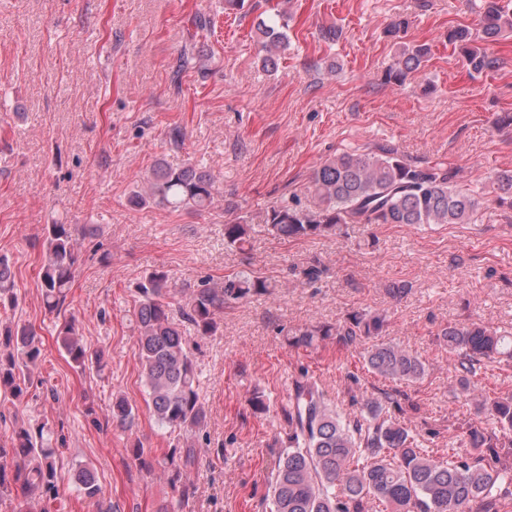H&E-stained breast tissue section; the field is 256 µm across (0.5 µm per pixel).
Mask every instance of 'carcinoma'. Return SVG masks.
Listing matches in <instances>:
<instances>
[{"instance_id": "1", "label": "carcinoma", "mask_w": 512, "mask_h": 512, "mask_svg": "<svg viewBox=\"0 0 512 512\" xmlns=\"http://www.w3.org/2000/svg\"><path fill=\"white\" fill-rule=\"evenodd\" d=\"M287 14L284 9L277 14L279 21L258 23L261 63L266 69L277 67L279 53L287 45ZM506 31H512V10L500 0H486L482 35L494 38ZM448 42L460 50L470 72L495 68L496 59L478 45V36L469 28L449 30ZM429 55L430 48L423 45L400 46L388 78L404 82L421 71ZM455 178V170L413 162L388 144L362 152L342 151L314 169L308 186L312 205L302 207L297 199L274 205L266 211L265 224L284 240L338 235L347 224H467L477 201L456 186ZM493 189L500 200L512 204V170L495 173ZM214 191L211 175L194 164L172 167L161 161L129 203L200 212L212 205ZM77 230L76 224L45 227L38 278L45 308L58 315L74 282ZM250 232L251 224L238 216L224 225V241L241 248ZM274 294L275 285L254 272L227 275L220 288L201 284L180 299L164 270L156 269L137 282L136 355L159 425L187 431L205 418L182 324L191 325L199 336H212L219 330L218 309ZM16 300L10 269L0 257V307H12ZM386 326L385 313L363 311L334 325L290 329L286 336L294 347L312 348L326 339L343 350L361 345L370 372L394 383L419 382L426 375V363L398 345L377 340ZM439 336L456 358L459 389L474 401L477 413L488 417L490 426L468 425L459 442L465 451H454L440 461L379 399H365L362 416L347 419L318 383L303 373L292 381L288 406L282 408L288 421V446L274 461L265 512H373L377 501L386 504L389 512H507L512 506V467L503 459L512 455V396L487 395L478 375L487 364L512 358V333L471 322L450 324ZM55 343L82 373L106 367L104 351L84 344L73 315H63ZM43 352L44 341L35 325L1 324L0 392L22 397ZM136 419L137 409L124 397L112 400V421L130 429ZM58 457L45 426L15 427L10 443L0 445V497L15 484L25 497L24 512H36L44 495L55 487ZM196 461L197 453L190 447L183 455L150 464L148 469L176 484L188 477ZM75 479L79 493L99 506L102 489L94 472L81 466Z\"/></svg>"}]
</instances>
